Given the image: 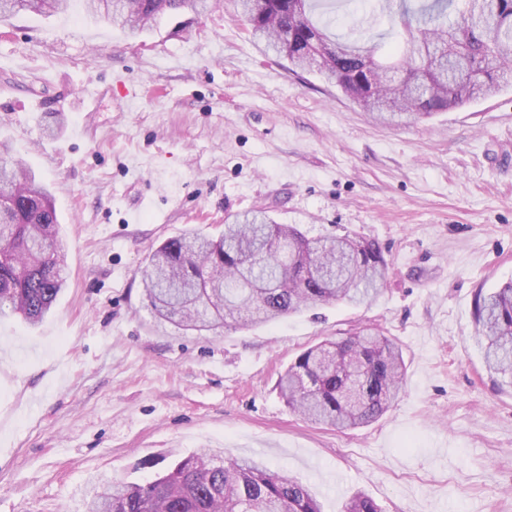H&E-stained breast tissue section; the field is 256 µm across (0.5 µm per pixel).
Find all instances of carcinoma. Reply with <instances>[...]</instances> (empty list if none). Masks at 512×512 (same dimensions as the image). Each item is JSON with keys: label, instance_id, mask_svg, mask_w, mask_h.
Here are the masks:
<instances>
[{"label": "carcinoma", "instance_id": "obj_1", "mask_svg": "<svg viewBox=\"0 0 512 512\" xmlns=\"http://www.w3.org/2000/svg\"><path fill=\"white\" fill-rule=\"evenodd\" d=\"M70 0H0V19L50 16ZM210 0H82L131 35L161 17L201 13ZM265 52L319 72L383 123L416 122L512 84V0H238ZM388 18L389 29L348 25L341 8ZM386 260L373 241L309 237L268 214L228 217L210 238L163 242L141 273L155 316L181 330L267 323L321 304H370ZM65 245L50 191L0 143V318L43 321L66 287ZM475 330L488 371L512 386V281L478 291ZM396 341L360 327L302 351L279 381L288 408L315 424L354 428L383 416L404 385ZM84 512H321L307 485L252 459L201 450L139 485L114 480ZM343 512H381L364 492Z\"/></svg>", "mask_w": 512, "mask_h": 512}]
</instances>
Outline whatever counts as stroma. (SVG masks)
<instances>
[{"label": "stroma", "mask_w": 512, "mask_h": 512, "mask_svg": "<svg viewBox=\"0 0 512 512\" xmlns=\"http://www.w3.org/2000/svg\"><path fill=\"white\" fill-rule=\"evenodd\" d=\"M53 194L69 286L37 326L0 321V512H83L200 448L305 483L322 512H512V387L485 366L474 297L512 280V87L417 123L263 55L234 0L131 37L80 0L0 21V142ZM261 209L307 236L376 241L368 307L218 333L159 327L148 255ZM361 325L401 347L393 407L350 430L279 394L305 348Z\"/></svg>", "instance_id": "stroma-1"}]
</instances>
